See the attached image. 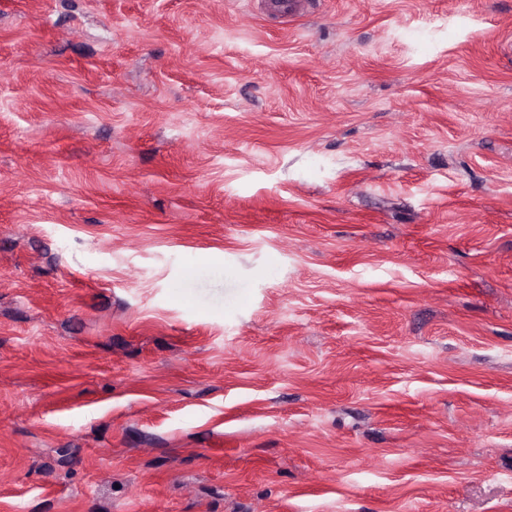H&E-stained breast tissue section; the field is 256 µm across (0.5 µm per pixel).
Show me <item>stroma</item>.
I'll use <instances>...</instances> for the list:
<instances>
[{"label":"stroma","mask_w":512,"mask_h":512,"mask_svg":"<svg viewBox=\"0 0 512 512\" xmlns=\"http://www.w3.org/2000/svg\"><path fill=\"white\" fill-rule=\"evenodd\" d=\"M0 512H512V0H0Z\"/></svg>","instance_id":"obj_1"}]
</instances>
